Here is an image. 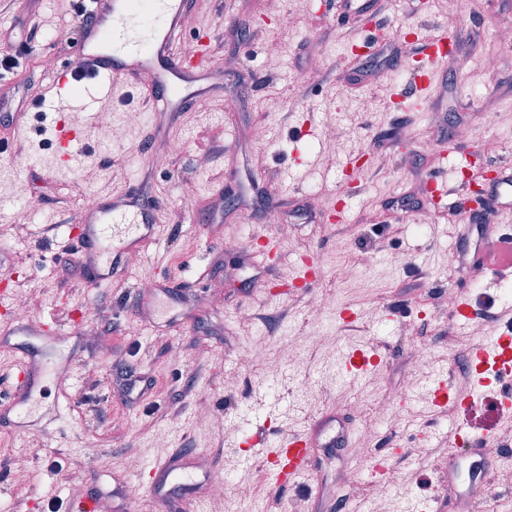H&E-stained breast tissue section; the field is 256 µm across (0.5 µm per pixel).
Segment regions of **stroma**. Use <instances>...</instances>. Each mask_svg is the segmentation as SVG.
<instances>
[{
    "mask_svg": "<svg viewBox=\"0 0 512 512\" xmlns=\"http://www.w3.org/2000/svg\"><path fill=\"white\" fill-rule=\"evenodd\" d=\"M390 33L377 59L345 57L364 17L338 23L319 0H196L181 40L223 37L212 57L211 99L168 125L141 106L135 85L113 88L100 111L72 112L86 156L63 168L56 147L29 132L17 160L0 159V289L28 301L30 320L67 321L81 311L80 338L64 347L70 379L51 385L47 403L60 412L26 435L0 430V501L14 512L41 507L135 477L159 450H194L212 471H228L223 498L204 497L202 512H334L336 492L367 512H488L460 497L437 470L448 463L449 408L428 404L426 388L442 373L456 390L468 346L499 324H461L452 311L460 283L462 211L429 214L428 177L439 166L473 175L512 165V0H389ZM42 33L73 26L69 0H16L0 25ZM451 30L458 51L435 77L418 108L390 105L395 62L413 37ZM112 115L111 128L99 122ZM142 125L130 123L131 115ZM180 153L155 163L165 142ZM362 158L350 179L340 168ZM111 166H101L104 156ZM147 178L162 202L158 244L130 255L108 286L87 293L74 256L62 254L57 226L82 201ZM352 194L344 221L335 194ZM270 236L277 262L250 264L251 245ZM316 256L322 271L309 289L294 270ZM402 311L389 320L390 308ZM354 311L350 325L337 310ZM374 347L384 362L366 380L336 373L346 349ZM151 383L127 401V369ZM276 387L283 401L276 433L306 426L333 406L362 431L359 443L312 451L305 482L318 496L275 493L239 449L242 417ZM391 441L411 458L385 481L368 476V452ZM94 455H86L87 446ZM512 425H502L486 454L491 492L512 512ZM32 472L27 485L18 473Z\"/></svg>",
    "mask_w": 512,
    "mask_h": 512,
    "instance_id": "35a3bbf8",
    "label": "stroma"
}]
</instances>
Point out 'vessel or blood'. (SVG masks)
Masks as SVG:
<instances>
[{
  "label": "vessel or blood",
  "mask_w": 512,
  "mask_h": 512,
  "mask_svg": "<svg viewBox=\"0 0 512 512\" xmlns=\"http://www.w3.org/2000/svg\"><path fill=\"white\" fill-rule=\"evenodd\" d=\"M324 5L326 15L331 17L365 13L374 7L372 0H324ZM193 7L192 0H84V10L91 21L78 29L76 58L56 71L50 81L51 91L59 100L77 101L87 111L98 103L99 92L110 91L113 84L122 80L138 82L153 103L163 104L171 112L178 109L173 96L182 88H193L198 97L206 95L211 57L197 45L182 44L176 34ZM455 50L453 37L444 29L435 36L415 41L414 65L405 80L396 85L395 96L408 105L421 106L431 92V74ZM431 183L430 204L436 209L456 207L466 190L465 184L449 182L438 171L432 175ZM489 192L503 211L512 210V168L500 167L499 178ZM156 211V198L135 184L109 198H94L80 208L75 219L78 231L68 234L67 248L78 258L87 287H101L119 270L129 251L142 253L157 242ZM469 264L483 270L491 280L501 281L512 271V241L480 237L470 250ZM14 330L26 336L52 333L59 338L72 333L71 328L54 319L44 323L20 319ZM15 359L17 368L9 381L15 414L12 427L15 432L25 433L39 419L35 406L41 402L54 372L39 348L18 349ZM382 360V354L375 350L355 349L345 354L344 369L350 380L355 381ZM465 366L470 391H452L444 376H435L428 388L431 405L449 403L466 414L491 397L498 416L512 414V324L499 335L474 343ZM360 436L359 429L329 410L303 429L276 438L266 435L262 428L250 429L245 443L249 457L263 464L270 488L280 491L301 486L311 468L312 449L334 448ZM491 440L485 430L470 426L460 425L449 432L453 450L448 455V480L455 481L460 467L468 469L467 481L456 486L460 495L487 498L490 467L485 450ZM146 475L152 500L174 505L177 512H188L190 506L197 504L209 479L207 473L193 468L188 455L165 452L148 467Z\"/></svg>",
  "instance_id": "vessel-or-blood-1"
}]
</instances>
